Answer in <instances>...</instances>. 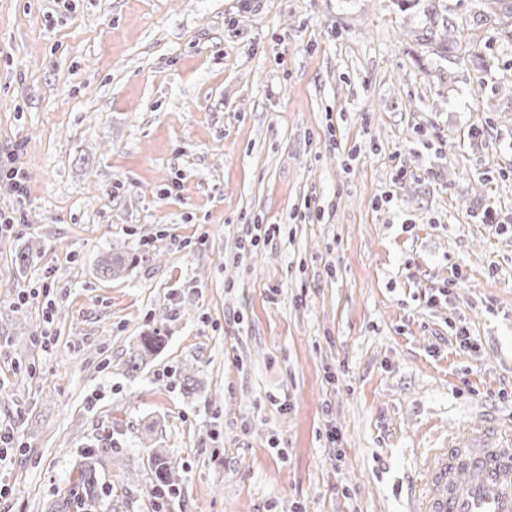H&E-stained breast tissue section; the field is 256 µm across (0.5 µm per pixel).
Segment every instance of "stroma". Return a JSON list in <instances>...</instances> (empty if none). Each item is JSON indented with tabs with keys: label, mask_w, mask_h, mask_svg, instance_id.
<instances>
[{
	"label": "stroma",
	"mask_w": 512,
	"mask_h": 512,
	"mask_svg": "<svg viewBox=\"0 0 512 512\" xmlns=\"http://www.w3.org/2000/svg\"><path fill=\"white\" fill-rule=\"evenodd\" d=\"M448 7L480 68L397 0H0V512L106 437L123 512H413L512 443V39ZM429 17L422 28L414 35L418 41L432 55L450 61H464L465 57L479 58L482 47L480 44L465 43L462 45L457 38L456 24L448 17V3L446 0ZM446 2V3H445ZM165 341V336H162L157 330L139 336L127 356L125 364L128 371L138 372L148 360L155 357L164 348ZM149 465L156 491L166 493L179 483L178 466L162 450L151 451Z\"/></svg>",
	"instance_id": "obj_1"
}]
</instances>
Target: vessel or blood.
<instances>
[{
  "label": "vessel or blood",
  "instance_id": "obj_1",
  "mask_svg": "<svg viewBox=\"0 0 512 512\" xmlns=\"http://www.w3.org/2000/svg\"><path fill=\"white\" fill-rule=\"evenodd\" d=\"M416 512H512V448H438Z\"/></svg>",
  "mask_w": 512,
  "mask_h": 512
}]
</instances>
